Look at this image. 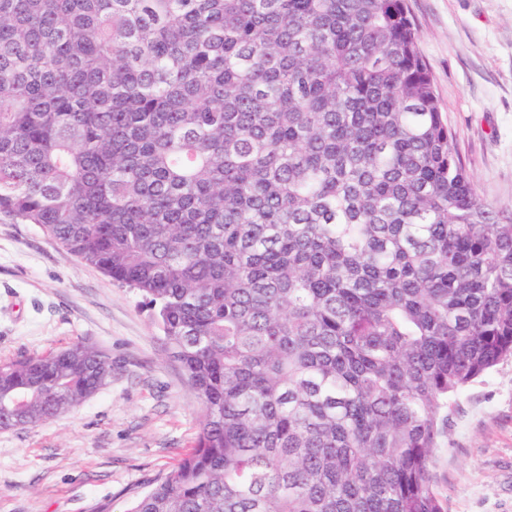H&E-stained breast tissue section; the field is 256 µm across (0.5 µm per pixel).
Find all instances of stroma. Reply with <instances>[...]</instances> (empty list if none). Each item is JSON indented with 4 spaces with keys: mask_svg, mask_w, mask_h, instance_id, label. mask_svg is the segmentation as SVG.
<instances>
[{
    "mask_svg": "<svg viewBox=\"0 0 512 512\" xmlns=\"http://www.w3.org/2000/svg\"><path fill=\"white\" fill-rule=\"evenodd\" d=\"M459 157L512 210V0H407ZM86 339L112 381L75 410L0 430V512H128L192 452L200 400L144 298L40 226L0 220V361ZM437 453L446 512H512V362L465 389Z\"/></svg>",
    "mask_w": 512,
    "mask_h": 512,
    "instance_id": "stroma-1",
    "label": "stroma"
}]
</instances>
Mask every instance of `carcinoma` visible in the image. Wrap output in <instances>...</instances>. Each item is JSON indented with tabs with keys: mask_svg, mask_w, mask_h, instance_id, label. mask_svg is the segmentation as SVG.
Masks as SVG:
<instances>
[{
	"mask_svg": "<svg viewBox=\"0 0 512 512\" xmlns=\"http://www.w3.org/2000/svg\"><path fill=\"white\" fill-rule=\"evenodd\" d=\"M0 216L137 290L199 395L128 512H444L448 410L512 361V211L405 0H0ZM111 364L1 361L0 430Z\"/></svg>",
	"mask_w": 512,
	"mask_h": 512,
	"instance_id": "1",
	"label": "carcinoma"
}]
</instances>
